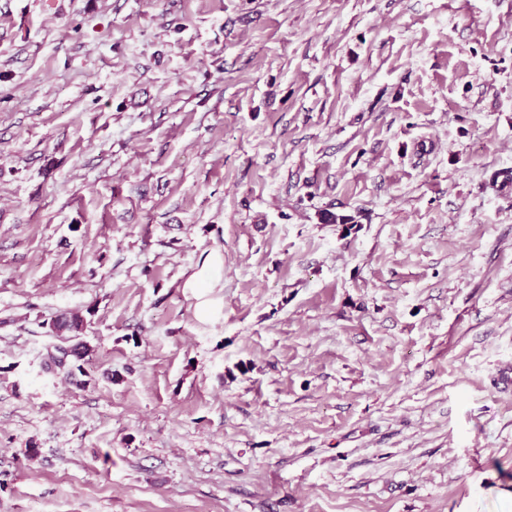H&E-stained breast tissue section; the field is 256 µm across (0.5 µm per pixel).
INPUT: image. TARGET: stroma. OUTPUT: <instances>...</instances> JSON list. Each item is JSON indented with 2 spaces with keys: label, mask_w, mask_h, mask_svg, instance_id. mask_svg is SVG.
I'll return each mask as SVG.
<instances>
[{
  "label": "stroma",
  "mask_w": 512,
  "mask_h": 512,
  "mask_svg": "<svg viewBox=\"0 0 512 512\" xmlns=\"http://www.w3.org/2000/svg\"><path fill=\"white\" fill-rule=\"evenodd\" d=\"M68 312L78 382L46 366ZM501 489L512 0H0V512ZM224 255L219 250L210 252L195 265L181 285L183 293L195 301L197 318L210 322L219 312L221 299L211 297L215 288H223ZM86 325V319L78 312L58 316L49 324V333L62 343L68 345H55L56 355L50 356V365L65 368L69 365V375L74 376L75 370L84 375L83 364L91 352V346L81 339V333ZM83 361L82 364L78 362Z\"/></svg>",
  "instance_id": "obj_1"
}]
</instances>
